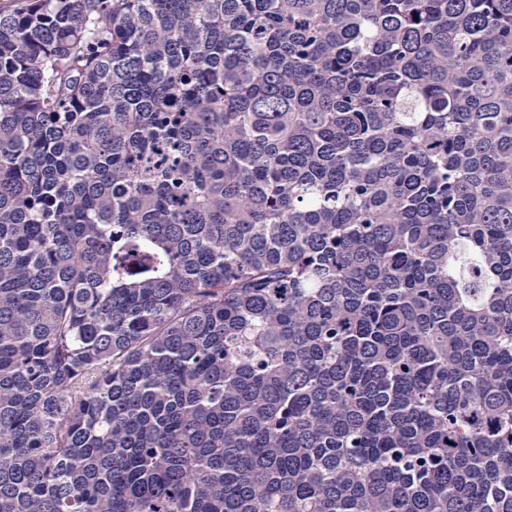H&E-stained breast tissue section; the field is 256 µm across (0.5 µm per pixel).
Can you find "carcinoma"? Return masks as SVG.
<instances>
[{"instance_id":"cac0c4a2","label":"carcinoma","mask_w":512,"mask_h":512,"mask_svg":"<svg viewBox=\"0 0 512 512\" xmlns=\"http://www.w3.org/2000/svg\"><path fill=\"white\" fill-rule=\"evenodd\" d=\"M0 512H512V0L0 11Z\"/></svg>"}]
</instances>
